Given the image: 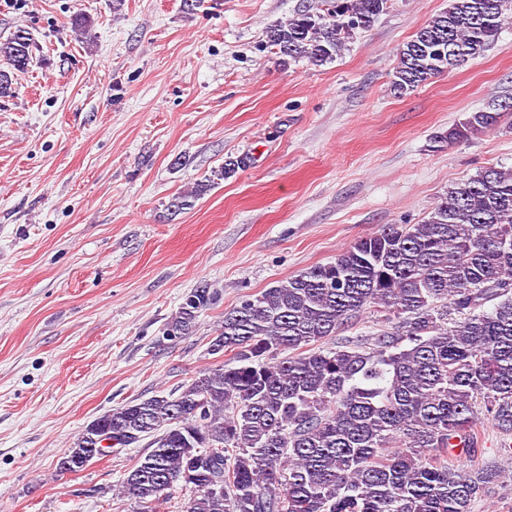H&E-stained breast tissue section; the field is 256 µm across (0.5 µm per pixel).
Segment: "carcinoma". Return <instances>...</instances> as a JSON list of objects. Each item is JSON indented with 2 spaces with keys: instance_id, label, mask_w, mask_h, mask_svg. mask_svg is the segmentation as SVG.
Wrapping results in <instances>:
<instances>
[{
  "instance_id": "cac0c4a2",
  "label": "carcinoma",
  "mask_w": 512,
  "mask_h": 512,
  "mask_svg": "<svg viewBox=\"0 0 512 512\" xmlns=\"http://www.w3.org/2000/svg\"><path fill=\"white\" fill-rule=\"evenodd\" d=\"M387 0H325L267 30L293 61L336 59ZM506 0H449L399 52L391 89L403 96L479 55L497 37ZM29 32L0 42V98L30 63ZM512 104L472 112L440 142L496 125ZM201 181L169 205L205 195ZM204 284L167 322L188 333L212 304ZM369 307L380 328L324 343ZM209 352L224 360L182 391L115 406L91 421L60 465L84 470L87 437L150 451L117 496L157 512L179 486L183 512H473L488 475L448 462L472 456L480 424L512 432V170L458 182L419 224H387L327 264L224 312Z\"/></svg>"
}]
</instances>
